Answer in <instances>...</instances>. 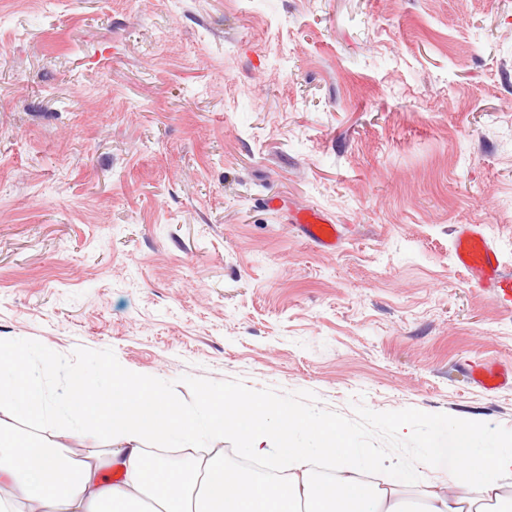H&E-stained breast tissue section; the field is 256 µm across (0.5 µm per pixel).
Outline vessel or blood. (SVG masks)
<instances>
[{
	"instance_id": "obj_1",
	"label": "vessel or blood",
	"mask_w": 512,
	"mask_h": 512,
	"mask_svg": "<svg viewBox=\"0 0 512 512\" xmlns=\"http://www.w3.org/2000/svg\"><path fill=\"white\" fill-rule=\"evenodd\" d=\"M297 221L310 240L327 249H335L340 228L315 210L299 212ZM455 260L464 269L471 283L484 288L496 300L512 302V275L502 271L497 253L476 226L460 225L456 235ZM472 379L486 389H495L512 382V371L501 372L486 364L474 365Z\"/></svg>"
}]
</instances>
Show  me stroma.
<instances>
[{
	"instance_id": "obj_1",
	"label": "stroma",
	"mask_w": 512,
	"mask_h": 512,
	"mask_svg": "<svg viewBox=\"0 0 512 512\" xmlns=\"http://www.w3.org/2000/svg\"><path fill=\"white\" fill-rule=\"evenodd\" d=\"M461 224L512 272V0H0V339L512 430ZM304 235L326 249H335L340 239V228L322 213L306 210L298 213L296 218ZM471 377L485 389H497L502 385L512 382V370L504 373L493 366L477 364L472 366Z\"/></svg>"
}]
</instances>
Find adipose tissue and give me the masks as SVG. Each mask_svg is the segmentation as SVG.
I'll list each match as a JSON object with an SVG mask.
<instances>
[{
	"label": "adipose tissue",
	"mask_w": 512,
	"mask_h": 512,
	"mask_svg": "<svg viewBox=\"0 0 512 512\" xmlns=\"http://www.w3.org/2000/svg\"><path fill=\"white\" fill-rule=\"evenodd\" d=\"M0 365L10 373L0 382V403L35 418L46 415L48 398L26 356L16 347H0ZM112 378L107 391L90 397L80 378L71 376L70 393L60 401L71 417L115 441L108 451L74 457L50 440L17 436L11 421L0 418V512H18L19 503L32 501L40 512H126L130 506L135 512H498L503 485L512 479V448L474 456L470 441L476 428L464 422L458 427L455 450L432 449L430 464L444 470L451 459L469 461L473 474L485 483L480 499L444 484L427 491L414 511L398 489L370 487L353 469L326 486L314 479L307 449L288 439L298 416H276L268 428L261 422L262 404L208 391L202 393L200 405L209 413L216 437H223L228 428L242 432L249 440L246 455L258 456L271 430H278L281 449L295 458L296 466L288 477L268 484L247 471L228 472L223 454L216 453L177 473L145 454L144 437L159 425L170 432L194 433V418L150 381L118 369ZM50 446L63 454V462L46 455Z\"/></svg>",
	"instance_id": "adipose-tissue-1"
}]
</instances>
